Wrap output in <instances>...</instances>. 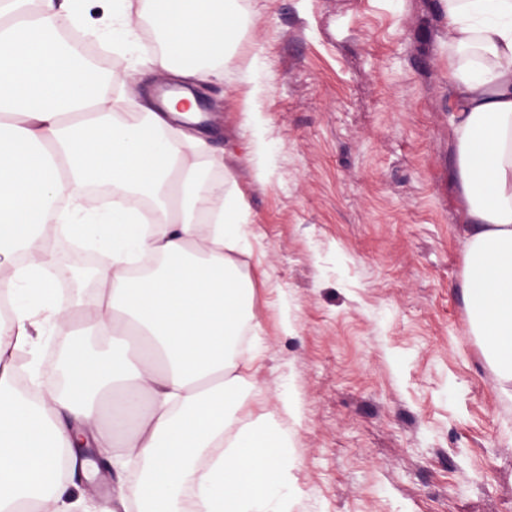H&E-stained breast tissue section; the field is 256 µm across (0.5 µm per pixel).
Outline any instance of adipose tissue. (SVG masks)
<instances>
[{
	"label": "adipose tissue",
	"mask_w": 512,
	"mask_h": 512,
	"mask_svg": "<svg viewBox=\"0 0 512 512\" xmlns=\"http://www.w3.org/2000/svg\"><path fill=\"white\" fill-rule=\"evenodd\" d=\"M147 6L164 44L146 69L208 81L238 14L223 0H113L98 21ZM81 0H0V512H47L64 497L75 446L111 460L122 512H288L299 460L278 416L240 412L241 347L253 286L240 254L249 214L181 130L175 103L135 133L94 95L95 70L57 37ZM446 23L455 173L468 202L464 299L486 360L512 383V0H438ZM89 185L111 208L83 204ZM99 256L86 299L53 291L59 241ZM92 340L74 335V326ZM71 337L61 384L17 366L41 336ZM148 398L140 430L113 442Z\"/></svg>",
	"instance_id": "ef3b65f1"
}]
</instances>
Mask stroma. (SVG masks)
I'll return each mask as SVG.
<instances>
[{
	"label": "stroma",
	"mask_w": 512,
	"mask_h": 512,
	"mask_svg": "<svg viewBox=\"0 0 512 512\" xmlns=\"http://www.w3.org/2000/svg\"><path fill=\"white\" fill-rule=\"evenodd\" d=\"M111 8L81 10L91 49L113 46L98 94L107 111L142 112L165 70L126 82L114 72L140 69L160 45L146 21L99 35ZM234 8L230 62L197 103L204 160L253 218L243 261L264 359L242 387L244 412L274 411L283 394L299 407L292 512H512V392L464 301L467 202L437 0ZM68 498L111 512V472L76 473Z\"/></svg>",
	"instance_id": "1"
}]
</instances>
